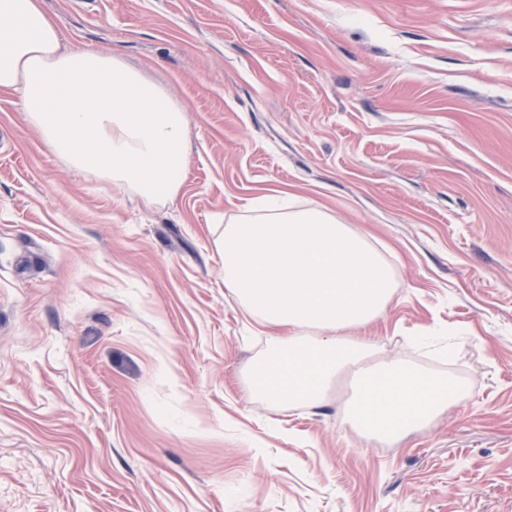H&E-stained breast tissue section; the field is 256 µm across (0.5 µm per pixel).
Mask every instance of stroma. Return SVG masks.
Here are the masks:
<instances>
[{"instance_id": "1", "label": "stroma", "mask_w": 512, "mask_h": 512, "mask_svg": "<svg viewBox=\"0 0 512 512\" xmlns=\"http://www.w3.org/2000/svg\"><path fill=\"white\" fill-rule=\"evenodd\" d=\"M187 107L149 205L0 94V512H512V0H42ZM271 190L392 255L366 330L449 332L469 398L383 448L272 408L216 240Z\"/></svg>"}]
</instances>
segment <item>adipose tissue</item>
Listing matches in <instances>:
<instances>
[{
    "label": "adipose tissue",
    "mask_w": 512,
    "mask_h": 512,
    "mask_svg": "<svg viewBox=\"0 0 512 512\" xmlns=\"http://www.w3.org/2000/svg\"><path fill=\"white\" fill-rule=\"evenodd\" d=\"M1 91L19 96L29 123L75 168L146 203L173 200L185 180V106L119 57L63 50L40 0H0ZM217 247L225 288L266 329L244 377L250 396L320 409L338 377L351 375L347 423L391 446L468 399L453 375L381 354L365 335L398 283L364 231L275 191L225 225Z\"/></svg>",
    "instance_id": "adipose-tissue-1"
}]
</instances>
